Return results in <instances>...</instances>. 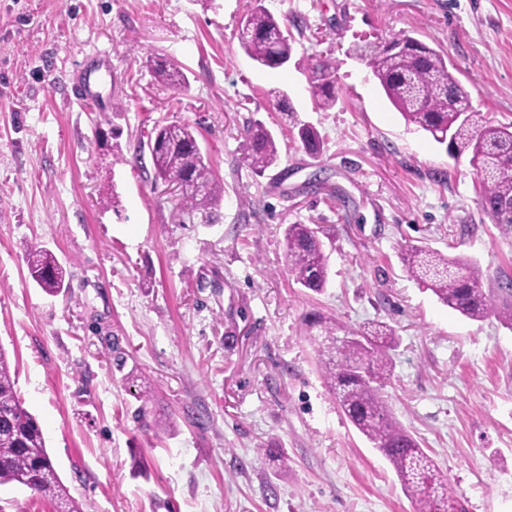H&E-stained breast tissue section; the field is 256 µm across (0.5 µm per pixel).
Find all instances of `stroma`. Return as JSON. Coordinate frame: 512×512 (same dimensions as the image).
<instances>
[{"label":"stroma","mask_w":512,"mask_h":512,"mask_svg":"<svg viewBox=\"0 0 512 512\" xmlns=\"http://www.w3.org/2000/svg\"><path fill=\"white\" fill-rule=\"evenodd\" d=\"M253 4L0 0V345L20 399L87 512H414L330 395L302 316L383 321L399 338L396 417L465 512H512V330L442 305L399 258L408 245L469 257L493 288L512 277V232L482 211L468 157L406 124L355 53L409 34L447 57L485 118L512 123V0H263L300 22L275 70L238 42ZM96 51L112 75L75 100L67 77ZM326 55L338 100L323 111L310 63ZM158 58L182 64L187 90L155 80ZM293 117L318 129L321 157L289 145L263 175L239 164L250 120L286 142ZM183 122L224 181L206 215L181 212L150 155L130 162L155 125ZM289 224L324 230L322 293L287 271ZM31 246L65 266L67 293L32 281ZM144 386L172 432L135 419ZM263 448L283 449L287 470Z\"/></svg>","instance_id":"stroma-1"}]
</instances>
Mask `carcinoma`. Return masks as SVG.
Returning <instances> with one entry per match:
<instances>
[{"label": "carcinoma", "instance_id": "1", "mask_svg": "<svg viewBox=\"0 0 512 512\" xmlns=\"http://www.w3.org/2000/svg\"><path fill=\"white\" fill-rule=\"evenodd\" d=\"M238 41L264 68L286 66L293 52L292 37L262 5H254L246 14V28ZM356 54L407 124L427 132L453 159L470 155L483 212L511 231L512 123L496 124L480 117L445 56L415 37L399 33L389 40L365 39ZM310 71L312 97L317 108L326 111L338 99L335 64L318 56ZM155 74L169 88H188L182 66L174 59L156 62ZM289 139L311 155L322 149L321 135L309 123L294 124ZM145 148L156 176L181 188L187 212L208 209L224 197V182L205 161L192 126L155 128L154 137L137 146L135 158H141ZM239 151V163L256 175L277 165L282 155L281 144L261 121L244 129ZM321 233L316 224H289L285 229L288 273L314 293L322 292L329 281V256ZM401 261L408 275L443 305L473 321L493 317L512 330V280L485 289L478 263L425 246L403 248ZM27 264L30 277L45 292L59 294L68 288L66 269L49 250L30 247ZM302 321L330 394L354 428L390 463L415 512H464L448 491L446 476L391 408L387 388L393 379L392 351L398 344L393 327L378 322L353 329L316 310L305 313ZM135 398L140 402L135 419L142 426L157 434L173 428L171 421L150 419V392H139ZM9 484L50 499L57 512H86L61 480L41 426L23 406L7 353L0 348V486Z\"/></svg>", "mask_w": 512, "mask_h": 512}]
</instances>
